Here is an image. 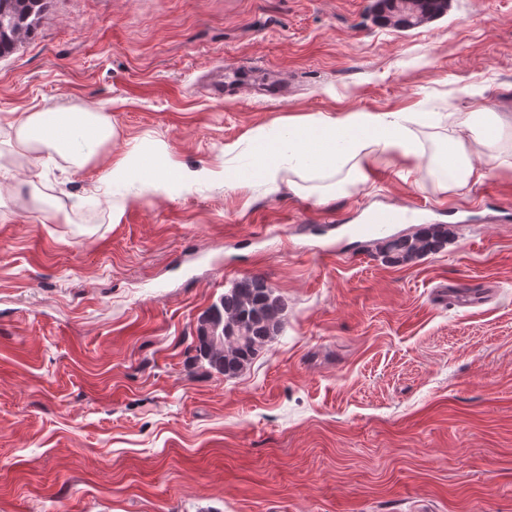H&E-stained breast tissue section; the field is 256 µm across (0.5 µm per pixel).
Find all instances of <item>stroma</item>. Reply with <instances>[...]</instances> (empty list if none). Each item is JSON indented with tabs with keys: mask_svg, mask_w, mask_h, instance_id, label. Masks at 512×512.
<instances>
[{
	"mask_svg": "<svg viewBox=\"0 0 512 512\" xmlns=\"http://www.w3.org/2000/svg\"><path fill=\"white\" fill-rule=\"evenodd\" d=\"M377 2L47 0L0 57V150L26 110L102 104L120 130L99 165L49 160L68 223L0 221V512H512V171L454 192L393 159L324 204L255 184L127 206L139 181L99 180L144 140L233 168L279 119L467 112L474 85L512 113V0L411 29ZM365 205L448 244L386 264L351 231ZM244 276L284 331L227 378L192 340Z\"/></svg>",
	"mask_w": 512,
	"mask_h": 512,
	"instance_id": "obj_1",
	"label": "stroma"
}]
</instances>
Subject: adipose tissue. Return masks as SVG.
Here are the masks:
<instances>
[{
	"label": "adipose tissue",
	"instance_id": "adipose-tissue-1",
	"mask_svg": "<svg viewBox=\"0 0 512 512\" xmlns=\"http://www.w3.org/2000/svg\"><path fill=\"white\" fill-rule=\"evenodd\" d=\"M432 112H347L292 117L288 122L259 131L253 138V161L230 169L207 168L173 170L167 148L162 144H143L113 160L101 178L115 185L131 179L143 183L156 195L174 197L181 189L200 182H223L236 189L260 184L267 192H279L282 185L303 190L305 183L321 181L317 203H327L338 189L332 181L344 171L350 183H363L371 167L387 157L409 162L428 159L429 170L446 191L464 189L488 169H512V158L502 155L497 144L505 129H512V116L478 104L468 112H452V130L446 144L434 155H426L416 129L436 122ZM16 144L27 155L30 176L25 185L16 186L9 197L0 196V209L23 205L42 214L45 220H67L64 206L47 203L37 185L44 173V156L56 154L74 168H84L96 148L117 135L112 117L104 109L81 106L45 107L18 113L9 123ZM486 150L488 168L473 162V147Z\"/></svg>",
	"mask_w": 512,
	"mask_h": 512
}]
</instances>
